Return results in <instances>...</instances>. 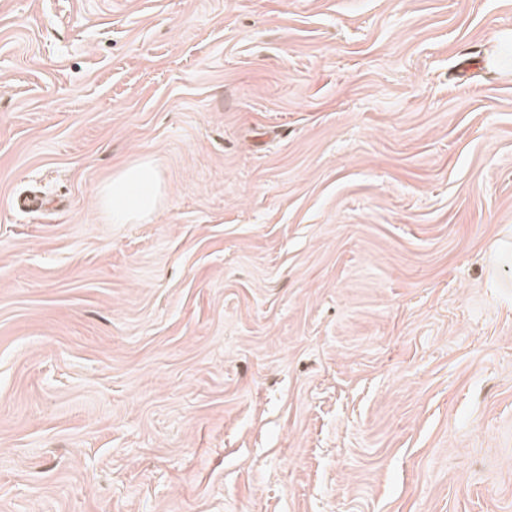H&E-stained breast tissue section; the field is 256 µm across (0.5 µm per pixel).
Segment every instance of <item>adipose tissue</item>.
Listing matches in <instances>:
<instances>
[{
  "label": "adipose tissue",
  "instance_id": "1",
  "mask_svg": "<svg viewBox=\"0 0 512 512\" xmlns=\"http://www.w3.org/2000/svg\"><path fill=\"white\" fill-rule=\"evenodd\" d=\"M100 208L111 224H133L151 219L161 208L160 173L149 161L122 168L98 189Z\"/></svg>",
  "mask_w": 512,
  "mask_h": 512
}]
</instances>
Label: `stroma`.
Here are the masks:
<instances>
[{
  "label": "stroma",
  "instance_id": "stroma-1",
  "mask_svg": "<svg viewBox=\"0 0 512 512\" xmlns=\"http://www.w3.org/2000/svg\"><path fill=\"white\" fill-rule=\"evenodd\" d=\"M509 33L0 0V512H512ZM144 158L161 209L106 223ZM98 200L109 224L150 220L162 206L160 172L150 161L129 164L99 187Z\"/></svg>",
  "mask_w": 512,
  "mask_h": 512
}]
</instances>
